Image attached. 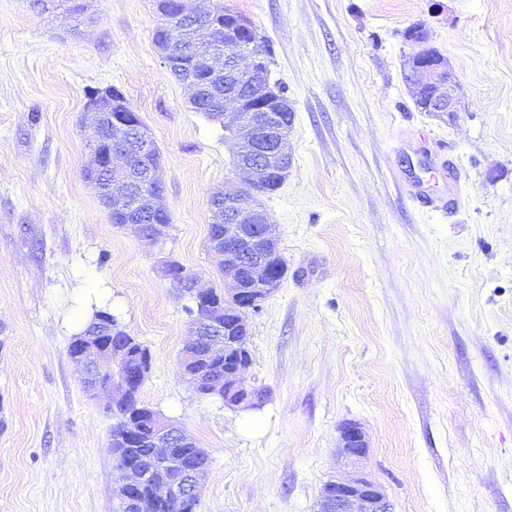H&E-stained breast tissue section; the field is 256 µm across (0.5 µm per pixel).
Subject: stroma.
<instances>
[{
  "instance_id": "35a3bbf8",
  "label": "stroma",
  "mask_w": 512,
  "mask_h": 512,
  "mask_svg": "<svg viewBox=\"0 0 512 512\" xmlns=\"http://www.w3.org/2000/svg\"><path fill=\"white\" fill-rule=\"evenodd\" d=\"M224 2L271 43L294 112L288 176L260 199L288 272L248 314L256 409L179 372L191 301L161 265L221 287L209 198L247 175L164 66L153 0H91V27L0 0V512H113L108 398L68 353L101 304L150 353L141 400L209 455L197 512H314L348 475L349 422L394 512H512V0ZM416 23L457 74L460 111L416 107ZM106 85L162 156L171 224L154 244L111 224L82 178L86 94ZM423 140L463 173L453 216L393 177ZM342 457L350 464L360 461L368 451V441L365 432L355 423L343 426L340 430Z\"/></svg>"
}]
</instances>
